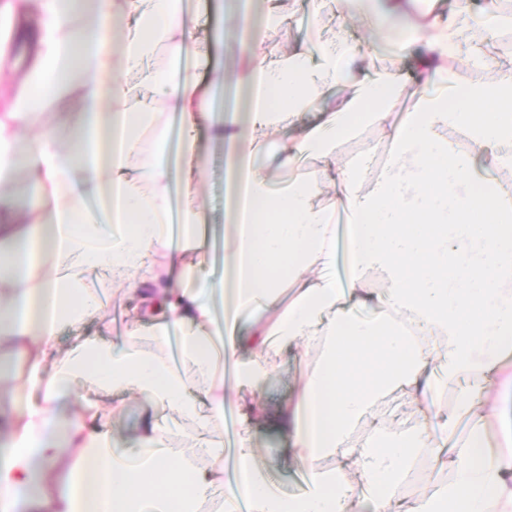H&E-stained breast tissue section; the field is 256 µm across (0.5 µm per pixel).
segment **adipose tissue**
I'll use <instances>...</instances> for the list:
<instances>
[{
    "label": "adipose tissue",
    "mask_w": 512,
    "mask_h": 512,
    "mask_svg": "<svg viewBox=\"0 0 512 512\" xmlns=\"http://www.w3.org/2000/svg\"><path fill=\"white\" fill-rule=\"evenodd\" d=\"M34 2L40 53L0 109V380L14 379L5 399L17 406L0 451V512H204L219 487L222 512H512V438L490 449L484 411L512 395V52L474 33L467 0L393 32L391 68L353 43L350 22L393 23L402 0H336L332 36L275 56L261 33L291 14L285 0H257L232 39L239 71L222 115L181 62L195 49L208 62L228 37L200 39L184 0ZM156 47L154 98L132 104L118 69ZM405 60L418 70L410 83L396 68ZM461 62L480 78L460 80ZM438 78L447 93L429 92ZM341 84L350 94L328 107ZM34 87L73 109L67 134L33 111ZM404 98L414 109L401 114ZM308 113L305 132L286 136ZM175 125L177 173L164 156ZM202 125L226 148L228 184L224 272L205 280L185 259L206 258L198 212L170 228L173 183L195 194ZM30 126L40 134L23 138ZM272 143L274 170L258 162ZM304 157L318 166L278 189V170ZM23 171L38 191L24 219L13 205ZM99 273L135 302L121 341L81 336L59 349L63 326L105 320L91 287ZM291 344L313 354L274 422L307 468L298 496L255 465L261 404L240 411L232 460L210 438L227 404L220 364L260 393ZM485 375L493 391L475 393L470 378ZM447 390L448 413L433 402ZM393 392L412 423L387 409ZM130 394L161 414L120 444L109 421ZM178 417L194 423L191 442H173ZM443 444L445 456H429ZM428 458L446 479L433 496L407 497Z\"/></svg>",
    "instance_id": "adipose-tissue-1"
}]
</instances>
